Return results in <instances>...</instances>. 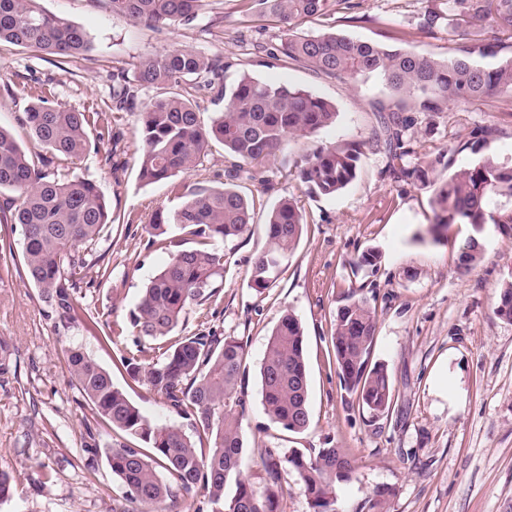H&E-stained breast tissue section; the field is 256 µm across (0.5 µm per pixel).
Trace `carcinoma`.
I'll list each match as a JSON object with an SVG mask.
<instances>
[{
  "label": "carcinoma",
  "mask_w": 512,
  "mask_h": 512,
  "mask_svg": "<svg viewBox=\"0 0 512 512\" xmlns=\"http://www.w3.org/2000/svg\"><path fill=\"white\" fill-rule=\"evenodd\" d=\"M112 13L152 29L190 26L206 0H104ZM277 29L276 44L252 42L253 50L284 63H297L317 75L343 81L379 76L392 92L379 102V126L366 141L341 140L305 154L297 161V177L309 195L333 196L358 174L364 148H385L403 160V134L414 122L412 112H446L488 97L512 99V54L501 55L502 36L512 35V0H432L418 15L417 30L433 34L448 29L452 46L439 58L414 48H387L378 43L324 32L301 31L309 17H329L354 10L353 0H242ZM57 57L76 56L91 49L87 33L46 12L39 0H0V43ZM498 58L492 66L482 63ZM236 66L223 64L193 49L173 48L146 56L137 66L140 86H165L169 95L146 104L142 112L140 179L156 183L188 175L201 163L210 142L217 140L237 162L224 169L221 187H188L171 211L156 212L149 233L155 237L176 228L195 241L178 249L165 267L143 288L130 324L149 346L124 357L122 365L135 382L162 396L186 425L151 423L112 382L111 375L78 350L68 354V368L93 414L112 428L142 442L133 447L115 441L106 459L122 486L123 499L135 505L123 512H160L177 496L203 495L211 512H284L283 474L293 471L301 482L312 512H338L336 484L355 473V461L341 448H315L307 453L268 448L261 456L259 482L242 469V365L246 343L221 336L210 327L190 336H176L186 309L216 295L223 280L224 255L216 244L245 232L254 203L231 188L254 179L286 140L303 137L336 123V106L311 92L287 84H269L243 72L230 85L222 73ZM224 99V111L210 127L201 125L196 93ZM115 108L136 104L137 92L125 73L112 74ZM32 136L51 151L79 158L89 148L86 127L97 124L112 135L105 112H76L55 106L43 95L29 104L23 118ZM497 128L480 126L468 145L476 148L493 138ZM49 159L32 161L12 134L0 128V191L13 197L0 203V220L9 217L23 232V261L30 281L57 313L73 318L72 289L83 280L89 262L79 248L90 247L101 230L114 222L107 203L91 180L50 177ZM448 166L445 155L412 166L401 176L434 187L438 235L452 224H469L474 235L460 253V268L468 271L482 255L475 233L485 224L512 232V160L486 157L437 182L429 173ZM306 224L298 202L283 198L265 223L264 250L255 258L250 280L265 290L277 280L281 266L298 246ZM496 314L512 320V281L500 291ZM377 329L376 309L353 291L338 307L331 337L341 388L361 403L371 417L389 413L392 387L383 365H369ZM262 405L282 430L302 433L309 428V374L304 354V329L287 310L272 329L259 370ZM391 486L376 488L359 512H390Z\"/></svg>",
  "instance_id": "1"
}]
</instances>
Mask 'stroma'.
<instances>
[{
  "mask_svg": "<svg viewBox=\"0 0 512 512\" xmlns=\"http://www.w3.org/2000/svg\"><path fill=\"white\" fill-rule=\"evenodd\" d=\"M49 13L83 28L91 51L77 57L43 55L0 45V126L11 130L27 152L44 154L23 125L37 95L79 112H108L113 137L89 128L90 150L82 157H55L52 171L95 181L116 219L103 228L88 255L110 277L89 270L76 288L75 317L62 322L28 278L20 225L0 221V470L13 478L0 512H122L120 483L105 456L87 461L82 451L92 410L67 366L79 349L112 376L141 413L159 425L180 424L164 399L133 382L121 365L136 337L129 317L144 286L170 252L147 231L157 210L176 206L172 182L140 180V108L159 91L139 87L135 108L112 110V73L135 78L139 60L174 47L220 59H242L224 75L239 72L273 84H289L335 103L334 125L292 140L269 161L264 181H243L241 194L254 199L253 222L243 234L219 243L224 278L218 294L190 306L179 332L210 327L247 343L244 362L243 468L257 471L262 448L348 449L356 460L352 480L337 484L340 512H355L379 486L395 487L390 512H512V320L495 305L512 279V235L484 225L482 260L471 270L458 265L470 225L454 224L440 236L432 189L393 175L388 152L366 150L356 180L333 197L309 196L296 177L303 154L340 140H367L377 125L374 104L389 91L378 77L343 82L247 54L252 41H270L241 0H208L192 26L158 32L112 14L103 0H40ZM363 19L341 15L305 23L306 31L330 29L391 47L444 56L447 30L433 35L413 28L429 0H359ZM495 126L496 137L467 149L473 128ZM408 163L446 153L450 169L438 178L490 156L512 159V100L490 97L438 113H417L404 135ZM292 197L307 222L297 249L283 265L275 287L250 284L254 258L265 246L264 222L272 206ZM375 249L376 265L359 258ZM366 296L377 313L371 363L384 364L393 389L388 416L371 420L346 399L332 353L336 310L350 291ZM293 311L305 329L310 379L311 425L288 433L270 421L261 403L259 369L272 328Z\"/></svg>",
  "mask_w": 512,
  "mask_h": 512,
  "instance_id": "1",
  "label": "stroma"
}]
</instances>
